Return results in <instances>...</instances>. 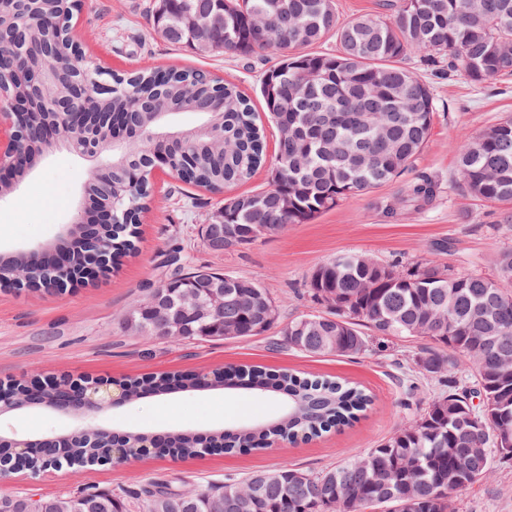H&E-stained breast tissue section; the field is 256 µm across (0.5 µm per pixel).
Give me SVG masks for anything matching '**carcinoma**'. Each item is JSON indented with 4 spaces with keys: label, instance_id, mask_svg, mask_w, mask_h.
I'll use <instances>...</instances> for the list:
<instances>
[{
    "label": "carcinoma",
    "instance_id": "1",
    "mask_svg": "<svg viewBox=\"0 0 512 512\" xmlns=\"http://www.w3.org/2000/svg\"><path fill=\"white\" fill-rule=\"evenodd\" d=\"M41 22L16 28L11 14L0 13V28L18 40L45 46L23 67L45 66L74 76L85 92L97 97L96 118L112 115L139 133L129 152L112 156L87 185L94 200H120L126 208L122 224H96L94 217L74 234L50 244V253L67 256L77 270L119 264L136 247L139 226L149 209V176L154 166L149 135L156 131L154 113H193L199 120L224 126V149L210 139L190 140L188 148L164 146L167 161L179 178L209 190L252 177L266 162L263 126L247 96L230 79L203 70L141 68L112 73L116 89L101 95L104 75L74 73L77 48L67 39V26L79 0H37ZM223 17V26L209 32L213 52L249 57L256 52L279 57L263 76L259 92L269 121L288 125V140H276L269 188L224 201L216 221L231 225L243 245L257 234L277 233L293 224H307L345 199L392 182L410 168L426 143L437 107L429 85L402 65L420 56L448 58L451 67L473 82L484 83L512 72V0H402L386 20L361 16L338 23L331 0H156L154 31L164 41L197 51L198 34L176 25L187 8ZM264 15L268 29L259 34L254 19ZM336 35L338 53L307 48ZM193 94H186V87ZM23 140L39 148L42 132L33 116L22 122ZM458 171L472 196L512 202V117L466 138L458 149ZM288 195V209L282 195ZM435 186L427 179L411 184L397 204L428 206ZM112 239V251L102 242ZM32 273L22 286L28 293H66L56 267L45 254L9 256ZM497 276L453 273L437 266L397 269L364 254L341 253L316 267L309 279L313 302L328 311L304 314L280 330L289 349L310 356H353L366 350L361 327L382 336L418 338L426 347L415 361L420 372L447 383L419 416L393 436L340 465L311 473L282 465L244 480L185 492L170 483L149 482L131 494L110 491L42 496L0 495V512H127L128 499L141 512H446L448 498L489 478L499 461L498 449L512 446V249L498 253ZM185 270L184 258L169 277L124 316L134 318L144 335L166 340L155 324V308L176 313L184 323L182 339H243L274 327L276 308L267 291L251 279L224 289V318L200 320L196 302L205 296L202 274ZM471 377L475 387L458 381L455 372ZM139 387L165 395L201 389L248 390L278 396L283 412L273 420L236 430L201 436L182 429L165 435L161 452L176 458L204 452H245L265 448L279 438L290 443L311 441L332 430L352 426L373 405L363 385L339 377L263 366L216 369L196 378L163 373L122 383L126 393ZM0 390L21 406L59 405L81 410V392L56 382L38 387L7 381ZM155 444L148 433H122L101 426L73 431L47 444L31 438L24 452L0 455V474L39 473L63 465L121 463Z\"/></svg>",
    "mask_w": 512,
    "mask_h": 512
}]
</instances>
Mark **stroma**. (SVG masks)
<instances>
[{
  "label": "stroma",
  "instance_id": "stroma-1",
  "mask_svg": "<svg viewBox=\"0 0 512 512\" xmlns=\"http://www.w3.org/2000/svg\"><path fill=\"white\" fill-rule=\"evenodd\" d=\"M153 0H83L73 30L92 62L117 70L197 68L235 81L261 107L262 74L276 62L260 53L199 57L163 42L155 33ZM431 88L437 113L417 160L389 185L341 202L308 224L223 253L210 251L200 226L226 197L268 186L269 168L246 182L210 192L158 174L153 203L140 228L134 254L115 272L66 295H31L0 289V379L52 376L126 379L164 371L196 373L224 365H265L341 377L371 390L373 411L354 427L296 447L281 446L244 454L205 453L174 460L148 455L123 465L63 467L41 476L19 472L0 479V494H75L95 487L123 493L153 478H177L185 488L241 480L257 471L292 465L319 472L366 453L417 417L441 384L421 377L415 357L422 341L370 335L368 350L354 357H312L275 347L271 334L213 341H152L121 328L119 319L167 276L164 260L180 248L196 268L223 270L266 288L278 307V322L317 311L306 293L315 267L340 253H362L405 268L429 264L459 273H495V257L512 248V203L468 194L458 176V145L465 137L512 116V73L478 84L447 65L407 60ZM87 178V164L59 152L44 159L10 197L0 200V252L14 253L57 237ZM435 183L433 202L421 210L396 206L411 182ZM275 400L220 391L151 398L109 410L100 423L144 430L185 427L207 430L274 416ZM76 416L46 409L0 416V430L19 438L60 433L79 424ZM453 512H512V461L497 465L491 480L474 483L453 500Z\"/></svg>",
  "mask_w": 512,
  "mask_h": 512
}]
</instances>
